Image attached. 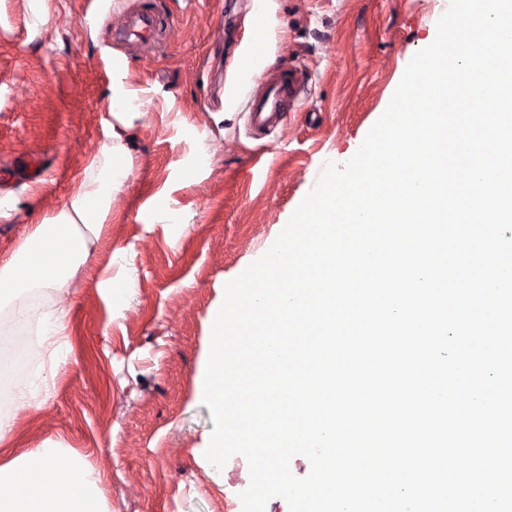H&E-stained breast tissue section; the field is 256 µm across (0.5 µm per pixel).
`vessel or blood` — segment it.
<instances>
[{"mask_svg":"<svg viewBox=\"0 0 512 512\" xmlns=\"http://www.w3.org/2000/svg\"><path fill=\"white\" fill-rule=\"evenodd\" d=\"M129 35L147 42L158 35L155 12H146L131 24ZM309 74L299 66L282 67L275 74L267 75L262 87L250 96L246 110L248 129L256 131L277 124L284 113L297 112L306 102Z\"/></svg>","mask_w":512,"mask_h":512,"instance_id":"1","label":"vessel or blood"}]
</instances>
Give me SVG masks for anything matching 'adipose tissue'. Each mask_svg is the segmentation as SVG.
<instances>
[{
    "instance_id": "obj_1",
    "label": "adipose tissue",
    "mask_w": 512,
    "mask_h": 512,
    "mask_svg": "<svg viewBox=\"0 0 512 512\" xmlns=\"http://www.w3.org/2000/svg\"><path fill=\"white\" fill-rule=\"evenodd\" d=\"M137 99L134 87L113 91L112 140L93 159L89 176L58 214L33 225L0 259V328L35 325L45 356L38 371H0L18 407H38L51 396L69 347L64 303L110 232V198L130 174L129 144L141 117ZM101 482L84 454L48 438L0 463V512H107Z\"/></svg>"
}]
</instances>
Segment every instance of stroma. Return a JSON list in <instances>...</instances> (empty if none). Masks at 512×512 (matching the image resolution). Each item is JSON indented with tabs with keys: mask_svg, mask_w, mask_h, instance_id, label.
<instances>
[{
	"mask_svg": "<svg viewBox=\"0 0 512 512\" xmlns=\"http://www.w3.org/2000/svg\"><path fill=\"white\" fill-rule=\"evenodd\" d=\"M449 0H0V255L57 214L112 131V90L144 117L112 195L99 264L129 275L108 295L82 275L51 398L6 407L26 447L63 438L103 476L109 512H225L213 422L196 392L225 284L274 243L325 162L346 163ZM166 18L153 50L118 40L125 16ZM263 11L275 67L312 75L302 111L246 132L258 86L239 61ZM124 60L122 69L108 65Z\"/></svg>",
	"mask_w": 512,
	"mask_h": 512,
	"instance_id": "1",
	"label": "stroma"
}]
</instances>
